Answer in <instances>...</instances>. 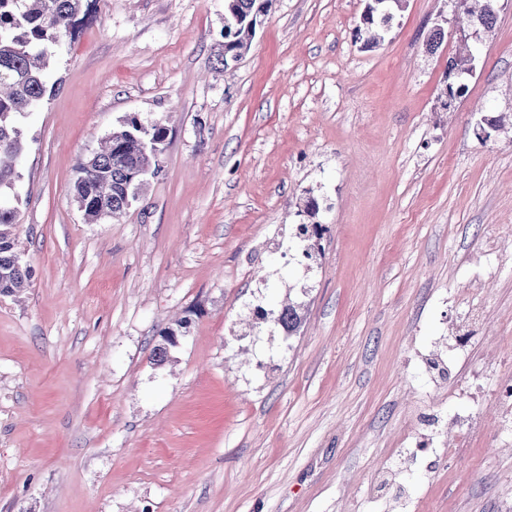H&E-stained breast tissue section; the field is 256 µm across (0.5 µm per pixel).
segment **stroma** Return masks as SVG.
Segmentation results:
<instances>
[{
  "mask_svg": "<svg viewBox=\"0 0 512 512\" xmlns=\"http://www.w3.org/2000/svg\"><path fill=\"white\" fill-rule=\"evenodd\" d=\"M365 6L274 0L228 67L224 0H96L54 46L16 185L33 277L0 295V512H512L493 406L424 364L468 293L483 315L459 374L512 372V247L490 244L512 233V125L477 136L512 113V0L434 52L454 0H405L369 49ZM132 116L168 128L161 169L86 223L76 167ZM311 222L309 265L294 233ZM289 299L292 337L272 321ZM459 414L483 434L430 466Z\"/></svg>",
  "mask_w": 512,
  "mask_h": 512,
  "instance_id": "stroma-1",
  "label": "stroma"
}]
</instances>
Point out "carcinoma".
I'll return each instance as SVG.
<instances>
[{
  "label": "carcinoma",
  "instance_id": "carcinoma-1",
  "mask_svg": "<svg viewBox=\"0 0 512 512\" xmlns=\"http://www.w3.org/2000/svg\"><path fill=\"white\" fill-rule=\"evenodd\" d=\"M404 0H378L367 3L363 28L355 38L374 47L385 40L395 12ZM459 9L484 19L483 29L497 18V0H483L479 8L470 0H457ZM89 0H0V196L12 192L20 178V166L26 153L23 118L39 108L47 95L46 70L50 66L49 46L75 35L80 16L87 15ZM254 34L241 26L231 40L220 45L217 61L224 63L226 52L242 56ZM168 137L161 124L146 129L131 117L112 130L92 158L78 164L73 192L87 223L120 216L129 202L143 195L146 181L142 175L158 172V157ZM19 200H0V295L17 294L29 287L31 270L17 251L14 225L19 218ZM296 238L302 244L301 255L313 259L321 251L318 225H297ZM302 304L282 306L274 324L286 334H297L302 326Z\"/></svg>",
  "mask_w": 512,
  "mask_h": 512
}]
</instances>
